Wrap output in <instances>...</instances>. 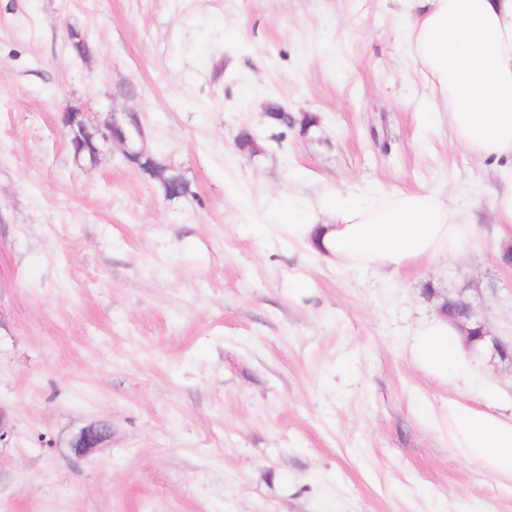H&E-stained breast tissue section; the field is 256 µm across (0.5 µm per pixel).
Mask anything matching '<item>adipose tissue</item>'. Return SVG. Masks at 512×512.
I'll return each instance as SVG.
<instances>
[{
    "instance_id": "ef3b65f1",
    "label": "adipose tissue",
    "mask_w": 512,
    "mask_h": 512,
    "mask_svg": "<svg viewBox=\"0 0 512 512\" xmlns=\"http://www.w3.org/2000/svg\"><path fill=\"white\" fill-rule=\"evenodd\" d=\"M406 40L433 96L432 113L446 111L459 146L480 158L503 162V189L495 197L502 234L512 233V0H418ZM288 231L311 240L331 262L377 272H398L419 261L464 252L475 227L433 193H393L383 202L369 196L335 195L328 223H317L305 203L291 200ZM424 370L462 381L458 333L434 315L411 337ZM454 447L492 473L512 480V415L448 406Z\"/></svg>"
}]
</instances>
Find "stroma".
I'll list each match as a JSON object with an SVG mask.
<instances>
[{"mask_svg":"<svg viewBox=\"0 0 512 512\" xmlns=\"http://www.w3.org/2000/svg\"><path fill=\"white\" fill-rule=\"evenodd\" d=\"M415 11L0 0V512H512V480L448 442L449 401L512 411V368L464 353L459 390L409 347L461 288L512 336L498 165L429 113ZM71 104L98 128L129 115L190 196L116 145L76 161ZM399 191L449 196L478 241L383 275L288 233L289 196L320 215L338 192ZM108 430L105 426L92 425L83 430L76 438L73 447L78 455H88L106 439Z\"/></svg>","mask_w":512,"mask_h":512,"instance_id":"obj_1","label":"stroma"}]
</instances>
